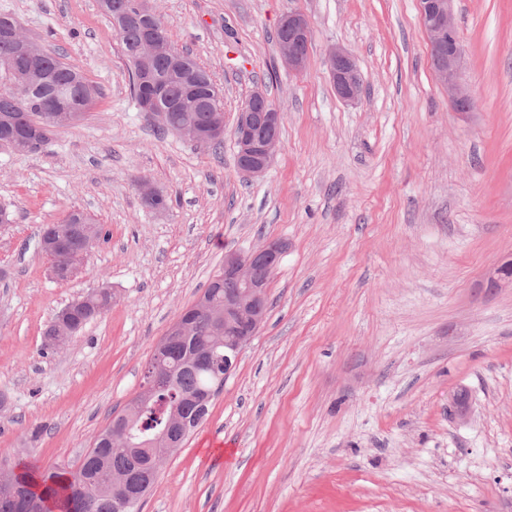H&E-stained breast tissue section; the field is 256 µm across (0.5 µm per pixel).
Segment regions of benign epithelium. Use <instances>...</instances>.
<instances>
[{
    "instance_id": "1",
    "label": "benign epithelium",
    "mask_w": 512,
    "mask_h": 512,
    "mask_svg": "<svg viewBox=\"0 0 512 512\" xmlns=\"http://www.w3.org/2000/svg\"><path fill=\"white\" fill-rule=\"evenodd\" d=\"M455 0H417L418 13L427 34L434 75L448 90V99L458 112L473 110L474 98L458 82L463 67L464 54L458 36L454 17ZM280 25L283 35L279 40L280 62L294 71L305 68L312 29L308 18L297 12L283 16ZM167 55V46L151 28H146L136 48L135 57L139 66L147 71L155 61ZM326 64L332 77L338 97L344 101L357 99L363 89L361 76L353 56L341 47H331L326 54ZM183 110L188 112L183 122L167 126L175 135L203 148L224 134V112L212 105L211 121L206 125L196 122L193 113L199 110L200 102L187 94L182 101ZM50 123L56 128L75 123V114L59 106L51 108ZM282 123L280 112L269 108L265 94L256 91L237 113L232 137L238 150V168L250 176L263 175L273 164L279 150L278 131ZM142 202L161 208L156 202L161 192L145 177L137 182ZM95 244L88 225L74 224L66 237L53 240L50 247H60L64 252L61 261L51 266V275L58 282H67L76 277ZM288 244L283 240H267L247 253L228 252L224 254V375L217 377L214 389H219L223 376L229 375L236 367L243 349L261 328L268 305V275L277 268ZM69 311L59 314L46 337L52 346L65 344L75 332L68 319ZM157 482V476L144 475L123 480L117 506L125 509L133 502H142Z\"/></svg>"
}]
</instances>
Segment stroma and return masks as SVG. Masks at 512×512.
Listing matches in <instances>:
<instances>
[{"label":"stroma","mask_w":512,"mask_h":512,"mask_svg":"<svg viewBox=\"0 0 512 512\" xmlns=\"http://www.w3.org/2000/svg\"><path fill=\"white\" fill-rule=\"evenodd\" d=\"M154 6L212 74L225 128L258 89L282 112L280 152L249 177L232 137L215 154L157 135L98 0H0L101 91L45 151L0 146V463H78L225 253L283 239L263 325L140 512H512V288L489 285L512 262V0L455 2L466 113L433 75L417 0ZM290 11L313 29L300 72L275 42ZM333 46L358 100L336 94ZM139 176L166 211L143 206ZM73 209L109 239L59 283L38 241ZM102 286L110 308L44 348L56 313ZM326 64L338 97L345 101L357 99L363 89L361 76L353 56L341 47H331Z\"/></svg>","instance_id":"35a3bbf8"}]
</instances>
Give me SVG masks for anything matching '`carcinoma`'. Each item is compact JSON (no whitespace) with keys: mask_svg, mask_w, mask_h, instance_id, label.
I'll use <instances>...</instances> for the list:
<instances>
[{"mask_svg":"<svg viewBox=\"0 0 512 512\" xmlns=\"http://www.w3.org/2000/svg\"><path fill=\"white\" fill-rule=\"evenodd\" d=\"M142 27L129 24L118 31L123 53L128 59L130 71V93L139 100L140 75L131 60L130 51L141 39ZM181 60L182 75L173 74L171 62L160 60L154 70L153 79L161 90L160 102L169 109L168 121L180 123L184 113L177 111L176 104L188 84L196 86L203 99L204 110L196 114L204 124L210 119L207 110L212 98H221L220 90L212 75L200 66L189 52L174 48ZM9 70H4V65ZM88 86L93 96L88 98L76 92L71 99V109L84 117L99 94L98 88L84 76H73L60 57L41 49L36 57L23 55L14 41L0 36V118L9 117V123L0 121V145L11 136L29 134L47 120V100L61 88ZM216 355V370L224 373V326L215 324L210 318L192 320L190 332L175 343L160 360L151 358L150 364L158 365L160 380L152 382L143 376L147 391L128 402L122 414L129 417V435L136 445L154 441L165 431L173 407L181 406L187 412L190 431L206 419L211 401L200 402L197 397L202 390L214 386L216 376L212 372L184 365L190 355ZM162 453L160 448H143L135 454L129 448H116L112 441V426L100 433L96 449L83 455L73 467H55L37 473L28 465L19 463L17 479L28 485V499L17 498L0 489V512H30L34 501L42 504L45 512H114L111 497L112 477L143 465L152 456Z\"/></svg>","mask_w":512,"mask_h":512,"instance_id":"carcinoma-1","label":"carcinoma"}]
</instances>
